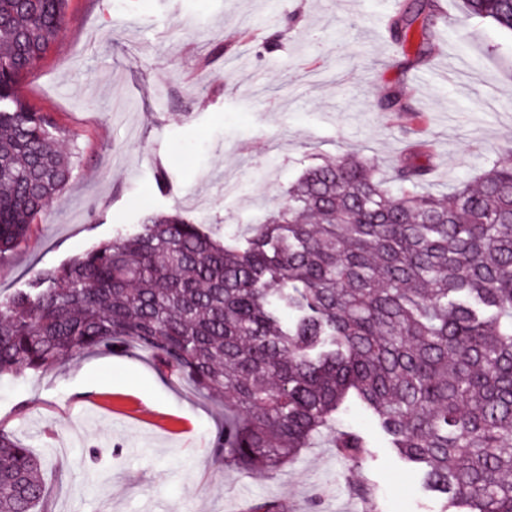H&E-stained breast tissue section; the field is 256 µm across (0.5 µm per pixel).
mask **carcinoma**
<instances>
[{
    "instance_id": "1",
    "label": "carcinoma",
    "mask_w": 512,
    "mask_h": 512,
    "mask_svg": "<svg viewBox=\"0 0 512 512\" xmlns=\"http://www.w3.org/2000/svg\"><path fill=\"white\" fill-rule=\"evenodd\" d=\"M66 2L0 0V254L75 169L54 117L18 91L60 36ZM462 6L512 32V0ZM432 12V0L404 4L395 40ZM429 174L410 157L394 190L366 158L326 159L244 248L181 212L146 214L0 297V376L148 348L231 408L214 452L268 475L353 392L453 512H512V143L446 197L424 189ZM282 303L298 312L288 327ZM335 448L357 460L366 445L347 432ZM40 467L0 429V512H52Z\"/></svg>"
}]
</instances>
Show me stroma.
<instances>
[{
  "label": "stroma",
  "mask_w": 512,
  "mask_h": 512,
  "mask_svg": "<svg viewBox=\"0 0 512 512\" xmlns=\"http://www.w3.org/2000/svg\"><path fill=\"white\" fill-rule=\"evenodd\" d=\"M434 42L398 48L400 0H68L63 31L20 81L78 150L60 198L20 246L0 255V295L26 287L148 211L180 210L244 235L278 210L311 165L353 152L392 175L410 150L430 191L474 180L512 141V33L461 0H436ZM315 33L328 54L309 47ZM230 53L215 57L218 44ZM398 93L406 110L385 112ZM166 169L168 187L155 174ZM240 189L225 194V181ZM222 403L160 372L146 353L79 354L46 371L0 377V427L42 458L54 512H444L443 495L348 400L332 429L268 476L212 462ZM362 436L343 460L334 434Z\"/></svg>",
  "instance_id": "obj_1"
}]
</instances>
